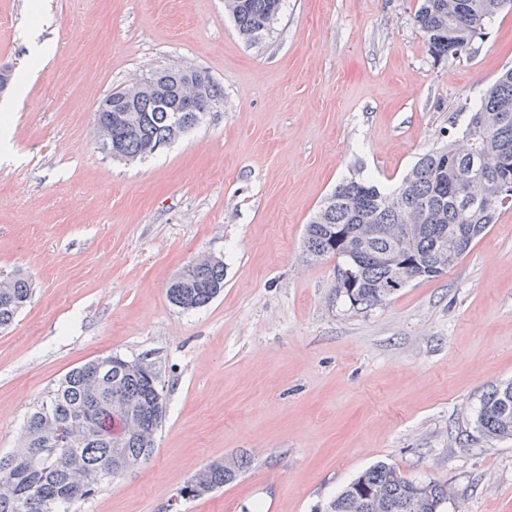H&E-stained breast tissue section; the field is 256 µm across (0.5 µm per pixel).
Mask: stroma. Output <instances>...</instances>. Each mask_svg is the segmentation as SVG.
<instances>
[{
  "mask_svg": "<svg viewBox=\"0 0 512 512\" xmlns=\"http://www.w3.org/2000/svg\"><path fill=\"white\" fill-rule=\"evenodd\" d=\"M35 1L0 0V64L27 67L31 27L56 43L18 109L0 95V278L34 288L0 330V454L70 369L112 354L154 365L165 418L147 463L67 512H323L379 462L447 485L442 512H512V439L475 424L512 381V209L368 311L303 251L340 181L395 187L462 132V105L512 66V12L437 62L418 0H285L254 44L224 0ZM176 63L223 88L222 110L145 160L106 155L99 102ZM203 254L223 293L176 307L170 281ZM227 457L245 462L235 481L181 497Z\"/></svg>",
  "mask_w": 512,
  "mask_h": 512,
  "instance_id": "stroma-1",
  "label": "stroma"
}]
</instances>
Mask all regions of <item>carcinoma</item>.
<instances>
[{"instance_id":"obj_1","label":"carcinoma","mask_w":512,"mask_h":512,"mask_svg":"<svg viewBox=\"0 0 512 512\" xmlns=\"http://www.w3.org/2000/svg\"><path fill=\"white\" fill-rule=\"evenodd\" d=\"M282 0H224L239 37L254 43L277 18ZM512 0H419L414 21L424 34L431 56L455 59L471 49L475 38ZM163 85L166 100L153 95L132 99L133 111L121 113L127 92L108 94L93 115L97 124L112 123V149L127 158L144 159L171 133V118L185 105L182 89L197 82L202 88L194 102L199 112L223 99L224 91L207 76L176 77L163 70L151 73ZM461 138L425 154L400 184L388 190L373 181L350 178L336 185L306 225L304 251L336 259L338 292L350 306L369 310L396 295L389 287L393 273L405 282L433 279L456 264L506 207L490 194L481 202L473 195L498 178L512 184V67L504 68L480 101L469 108ZM0 288V329L11 326L30 301L32 282L22 273L8 277ZM224 290V262L201 261L171 280L168 297L186 309L210 303ZM118 397L127 412L100 405ZM149 377L112 355L70 370L48 391L26 420L18 448L0 455V512H56V507L92 495L114 480L107 463L116 450L133 464L153 453L150 438L162 425L164 409L152 405ZM68 438L51 456L36 458L47 426ZM476 428L486 438L512 437V382L493 387L482 400ZM244 462L231 467L209 464L196 475L195 487L180 496L198 499L232 482ZM439 512L448 487L417 482L393 466L379 462L361 473L332 500L326 512Z\"/></svg>"}]
</instances>
